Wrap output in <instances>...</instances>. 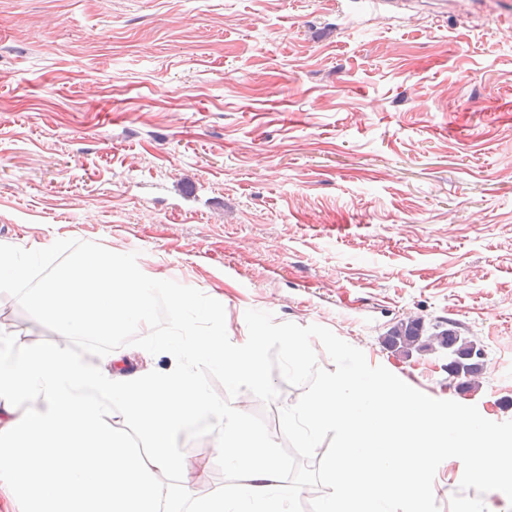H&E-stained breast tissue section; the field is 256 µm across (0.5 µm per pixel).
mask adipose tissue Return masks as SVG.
Listing matches in <instances>:
<instances>
[{
  "mask_svg": "<svg viewBox=\"0 0 512 512\" xmlns=\"http://www.w3.org/2000/svg\"><path fill=\"white\" fill-rule=\"evenodd\" d=\"M25 303L35 323L59 336L0 355V499L10 512H292L267 433L211 398L194 373L205 363L223 372L227 387L270 386L262 328L237 336L223 327V295L202 307L190 293L171 295L175 331L161 336L142 270L87 253L28 291ZM130 328L142 344L133 372L123 351L72 346L77 336ZM161 354L170 359L164 371L151 363ZM204 417L220 432L218 453L233 482L195 497L189 486L208 463L177 440ZM134 437L139 447H131Z\"/></svg>",
  "mask_w": 512,
  "mask_h": 512,
  "instance_id": "adipose-tissue-1",
  "label": "adipose tissue"
}]
</instances>
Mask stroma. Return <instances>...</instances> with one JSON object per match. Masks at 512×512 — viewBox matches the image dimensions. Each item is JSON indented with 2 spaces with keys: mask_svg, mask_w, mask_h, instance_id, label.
I'll use <instances>...</instances> for the list:
<instances>
[{
  "mask_svg": "<svg viewBox=\"0 0 512 512\" xmlns=\"http://www.w3.org/2000/svg\"><path fill=\"white\" fill-rule=\"evenodd\" d=\"M51 275L112 251L168 292L317 324L411 387L512 420V0H0V250ZM419 316L479 383L403 356ZM0 331L57 338L13 292ZM278 396L241 392L282 441ZM209 460L195 495L230 484ZM386 345L409 356L412 350L435 351L448 350L453 359H462L468 356L472 341H464L456 335L453 329H442L438 324L426 330L424 321L420 317H409L401 320L391 327L385 336Z\"/></svg>",
  "mask_w": 512,
  "mask_h": 512,
  "instance_id": "35a3bbf8",
  "label": "stroma"
}]
</instances>
